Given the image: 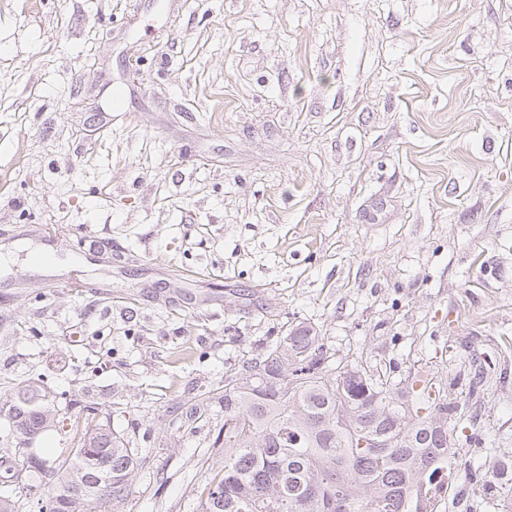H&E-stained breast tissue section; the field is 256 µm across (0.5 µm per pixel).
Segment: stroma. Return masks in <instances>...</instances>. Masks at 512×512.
<instances>
[{
    "label": "stroma",
    "mask_w": 512,
    "mask_h": 512,
    "mask_svg": "<svg viewBox=\"0 0 512 512\" xmlns=\"http://www.w3.org/2000/svg\"><path fill=\"white\" fill-rule=\"evenodd\" d=\"M298 326L512 460V0H0V382L109 413L118 512H195Z\"/></svg>",
    "instance_id": "obj_1"
}]
</instances>
